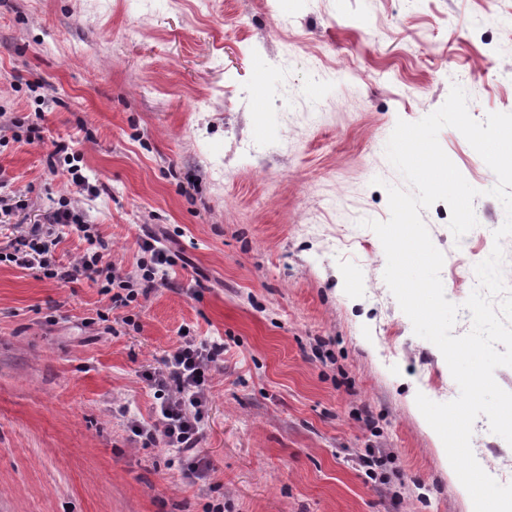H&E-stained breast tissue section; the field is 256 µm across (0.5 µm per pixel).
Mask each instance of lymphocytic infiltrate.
I'll return each instance as SVG.
<instances>
[{
    "mask_svg": "<svg viewBox=\"0 0 512 512\" xmlns=\"http://www.w3.org/2000/svg\"><path fill=\"white\" fill-rule=\"evenodd\" d=\"M72 231L85 241L86 248L66 266L57 261L55 252L65 233ZM140 248L149 253V260L140 264L137 274L124 272L113 263L108 241L88 222L75 198L61 197L52 200L47 223L28 225L0 247V262L60 283L90 278L118 309L148 296L168 279L172 258L148 240L142 241ZM223 353L222 342L181 334L178 345L163 357L161 369L147 375L156 399L152 421L145 423L130 416L127 408L119 410L143 447L161 443L173 451L182 478L191 483L209 477L210 463L200 443L207 427L206 392L212 369Z\"/></svg>",
    "mask_w": 512,
    "mask_h": 512,
    "instance_id": "f902f5d3",
    "label": "lymphocytic infiltrate"
}]
</instances>
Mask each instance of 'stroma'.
<instances>
[{"label":"stroma","mask_w":512,"mask_h":512,"mask_svg":"<svg viewBox=\"0 0 512 512\" xmlns=\"http://www.w3.org/2000/svg\"><path fill=\"white\" fill-rule=\"evenodd\" d=\"M457 76L474 119L512 113V0H0V109L51 103L41 145L0 147V176L27 194L0 241L46 221L47 191L70 192L46 159L76 135L97 188L81 206L113 261L137 273L146 235L175 260L115 311L91 279L0 264V512H473L415 402L459 387L363 225L388 220L385 187L404 184L385 154L397 120L439 108ZM439 142L480 191L469 249L445 202L421 212L458 336L472 261L493 249L483 228L506 213L463 135ZM185 329L225 347L206 486L112 414L150 419L144 374ZM471 446L512 469L486 417Z\"/></svg>","instance_id":"35a3bbf8"}]
</instances>
